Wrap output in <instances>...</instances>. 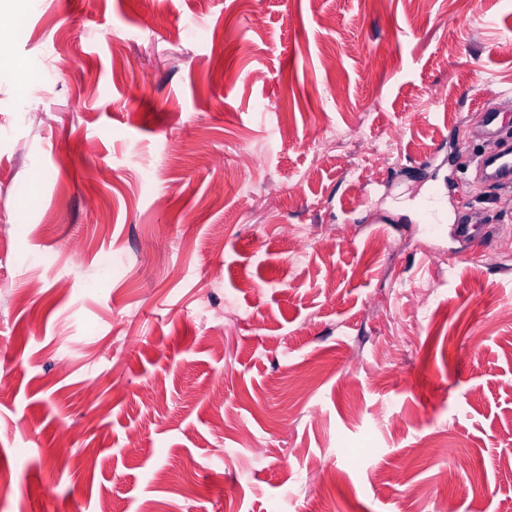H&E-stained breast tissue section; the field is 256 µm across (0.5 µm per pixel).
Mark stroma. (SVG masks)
Here are the masks:
<instances>
[{"instance_id":"obj_1","label":"stroma","mask_w":512,"mask_h":512,"mask_svg":"<svg viewBox=\"0 0 512 512\" xmlns=\"http://www.w3.org/2000/svg\"><path fill=\"white\" fill-rule=\"evenodd\" d=\"M0 51V512L512 507V0H0ZM500 112H487L481 122V130L487 138L488 148L479 156L478 169L484 179L493 184H512V141L497 135Z\"/></svg>"}]
</instances>
